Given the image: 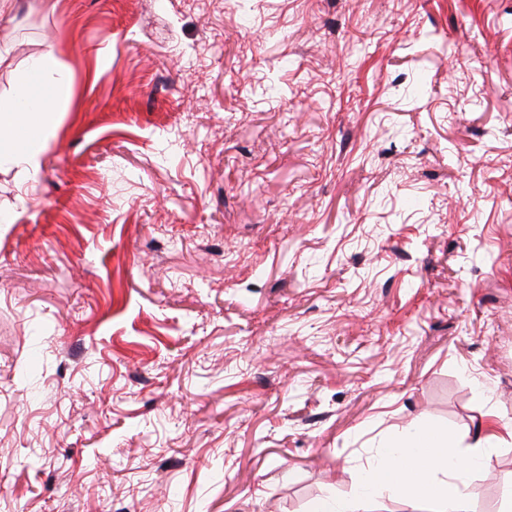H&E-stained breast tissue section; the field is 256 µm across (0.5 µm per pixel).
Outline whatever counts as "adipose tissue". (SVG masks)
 I'll return each mask as SVG.
<instances>
[{
  "mask_svg": "<svg viewBox=\"0 0 512 512\" xmlns=\"http://www.w3.org/2000/svg\"><path fill=\"white\" fill-rule=\"evenodd\" d=\"M53 51L33 58L26 78L9 98H0V157L38 175L42 140L54 129L55 103L68 86L52 81ZM500 444L494 430L478 429L468 455L456 454L441 429L418 426L401 443L377 449L363 469L350 497L327 495L315 500L310 512H376V498L387 494L404 512H472L466 475L488 468Z\"/></svg>",
  "mask_w": 512,
  "mask_h": 512,
  "instance_id": "ef3b65f1",
  "label": "adipose tissue"
}]
</instances>
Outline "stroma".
<instances>
[{"mask_svg": "<svg viewBox=\"0 0 512 512\" xmlns=\"http://www.w3.org/2000/svg\"><path fill=\"white\" fill-rule=\"evenodd\" d=\"M32 2L0 97L49 48L72 94L0 166V512H309L512 425V0ZM511 483L507 437L474 512Z\"/></svg>", "mask_w": 512, "mask_h": 512, "instance_id": "1", "label": "stroma"}]
</instances>
